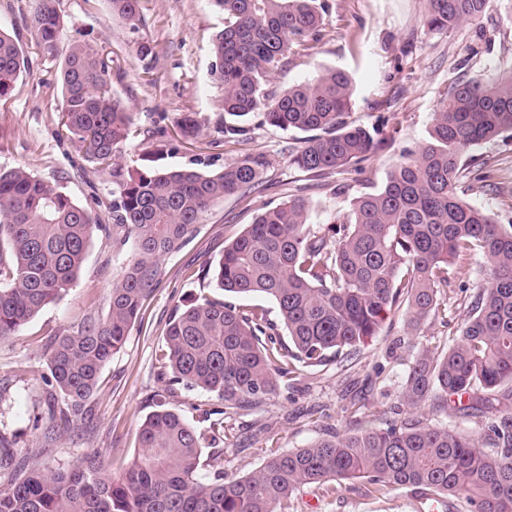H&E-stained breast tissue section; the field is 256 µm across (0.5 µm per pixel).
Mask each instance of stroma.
<instances>
[{"instance_id": "stroma-1", "label": "stroma", "mask_w": 512, "mask_h": 512, "mask_svg": "<svg viewBox=\"0 0 512 512\" xmlns=\"http://www.w3.org/2000/svg\"><path fill=\"white\" fill-rule=\"evenodd\" d=\"M328 2L331 10L317 39L292 56L274 85L284 90L324 69L350 76L354 95L348 120L375 131L382 142L361 175L315 177L297 169L288 149L298 144L300 133L272 127L258 112L241 119L244 133L238 140L225 142L223 89L210 75L211 40L224 27V13L214 0H141L144 22L135 33L113 14L108 0H57L63 35L54 57L44 54L32 36L33 0H0V28L15 35L29 61L28 71L0 102V167L22 166L59 184L73 201L111 223V177L57 136L58 74L62 55L74 42L97 44L113 59L112 91L133 119L134 135L124 147L127 164L147 156L159 167L214 174L246 157L265 161L259 189L211 205L193 239L162 260L143 320L104 367L87 402L88 418L78 430L48 444L35 428L45 410L42 345L46 336L76 326L87 314L106 316L112 282L134 257L132 244H116L111 233L96 232L73 288L16 335L0 340V434L9 439L15 458L49 470L69 469L96 451L108 472L119 475L139 450L140 425L162 401L192 425L218 424L224 437L215 454L225 472L244 475L270 452L305 447L328 430L383 427L405 416L400 391L413 349L454 344L469 317L471 297L487 278L482 259H470L467 276L449 272L439 310L420 330L409 329L403 313H393L358 353L343 352L325 365L299 368L260 406L228 409L217 395L201 389L164 391V330L170 314L198 295L219 296L208 269L259 213L303 187L310 202L309 227L324 234L334 216L348 212L353 196L382 187L403 151L424 144L452 82L512 66V23L496 2L480 23L460 24L447 35L423 28L425 0ZM140 41L155 52L148 74L135 51ZM185 114L200 127L197 140L187 144L177 128ZM470 154L476 163L466 168L459 194L495 223L512 224V138L480 144ZM294 504L296 512L429 510L404 489L369 495L360 480L347 482L330 497L321 488H305Z\"/></svg>"}]
</instances>
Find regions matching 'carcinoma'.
Masks as SVG:
<instances>
[{
  "instance_id": "cac0c4a2",
  "label": "carcinoma",
  "mask_w": 512,
  "mask_h": 512,
  "mask_svg": "<svg viewBox=\"0 0 512 512\" xmlns=\"http://www.w3.org/2000/svg\"><path fill=\"white\" fill-rule=\"evenodd\" d=\"M31 29L37 47L53 56L62 35L55 0H34ZM132 31L142 24L140 0H109ZM491 0H427L422 24L447 34L478 22ZM224 28L212 39V75L224 89V113L260 112L283 130L307 133L293 154L298 169L352 171L378 142L346 115L354 88L343 71L326 69L277 93L272 76L318 34L329 5L323 0H215ZM26 71L22 48L0 30V101ZM61 132L86 161L109 171L119 197L112 203V236L133 239L135 259L112 283L105 318L50 335L43 345L48 373L41 376L47 409L43 438L84 420L85 403L108 360L125 344L144 301L153 292L161 260L187 244L216 201L246 195L259 185L262 158L247 157L216 174L193 169L133 170L124 164L130 112L112 93V58L92 43L71 45L60 68ZM512 137V69L492 78L453 82L434 112L429 141L408 151L385 185L363 192L321 236L307 227L302 194L266 209L230 244L213 269L216 287L236 295L260 294L275 302L288 333L285 345L267 311L201 295L175 310L166 324L168 386L215 393L224 407L258 405L294 374L355 351L380 331L388 314L406 306L417 330L439 308L454 260L480 256L488 279L472 297L471 316L446 350L422 348L401 390L407 416L384 428L330 431L308 446L274 454L256 471L224 473L208 466L203 448L219 435L159 407L139 428L143 452L114 478L97 456L63 470L13 466L10 441L0 435V468L9 488L0 512H294L303 488L321 485L329 496L349 480L383 495L410 488L455 512H512V413L491 418L476 438L433 424L423 408L437 401L464 412L463 396L484 392L483 409L495 410L502 388L512 386V226L456 192L464 158L475 146ZM106 225L56 184L18 166L0 169V339L13 335L75 284L88 246Z\"/></svg>"
}]
</instances>
